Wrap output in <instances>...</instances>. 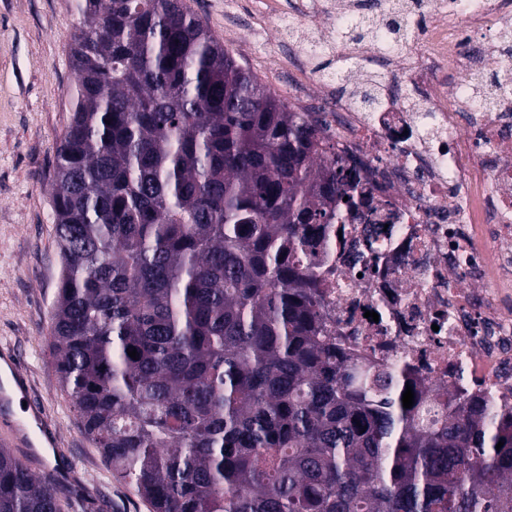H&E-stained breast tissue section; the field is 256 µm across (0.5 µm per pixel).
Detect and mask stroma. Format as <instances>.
Returning <instances> with one entry per match:
<instances>
[{
    "instance_id": "1",
    "label": "stroma",
    "mask_w": 512,
    "mask_h": 512,
    "mask_svg": "<svg viewBox=\"0 0 512 512\" xmlns=\"http://www.w3.org/2000/svg\"><path fill=\"white\" fill-rule=\"evenodd\" d=\"M215 37L286 103L325 111L329 91L310 88L270 53L326 27L337 0L293 30L254 35L252 0H187ZM76 0H0V348L23 363L34 405L59 428L61 454L78 471L57 485L61 512H150L117 480L81 430L52 364L50 319L60 269L51 183L57 149L71 120Z\"/></svg>"
}]
</instances>
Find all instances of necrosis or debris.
<instances>
[{
    "instance_id": "4bbe7bcc",
    "label": "necrosis or debris",
    "mask_w": 512,
    "mask_h": 512,
    "mask_svg": "<svg viewBox=\"0 0 512 512\" xmlns=\"http://www.w3.org/2000/svg\"><path fill=\"white\" fill-rule=\"evenodd\" d=\"M416 18L427 36L368 52L390 86L422 83L420 101L332 99L329 154L358 164L373 209L326 241L324 311L348 357L512 410V98L488 106L440 77L512 72L494 46L465 45L500 34L512 0H423Z\"/></svg>"
}]
</instances>
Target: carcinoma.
<instances>
[{
    "label": "carcinoma",
    "instance_id": "1",
    "mask_svg": "<svg viewBox=\"0 0 512 512\" xmlns=\"http://www.w3.org/2000/svg\"><path fill=\"white\" fill-rule=\"evenodd\" d=\"M76 2L50 334L112 474L152 512H512V418L328 336L319 225L359 174L326 122L185 0ZM0 512H61L2 447Z\"/></svg>",
    "mask_w": 512,
    "mask_h": 512
}]
</instances>
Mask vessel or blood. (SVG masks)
<instances>
[{
	"label": "vessel or blood",
	"mask_w": 512,
	"mask_h": 512,
	"mask_svg": "<svg viewBox=\"0 0 512 512\" xmlns=\"http://www.w3.org/2000/svg\"><path fill=\"white\" fill-rule=\"evenodd\" d=\"M0 364L6 372L0 377V445L7 448H29L33 434L54 431L55 423L45 412L35 411L30 418L18 419L15 405L31 393L27 376L21 371L11 349L0 350Z\"/></svg>",
	"instance_id": "b4317fda"
}]
</instances>
